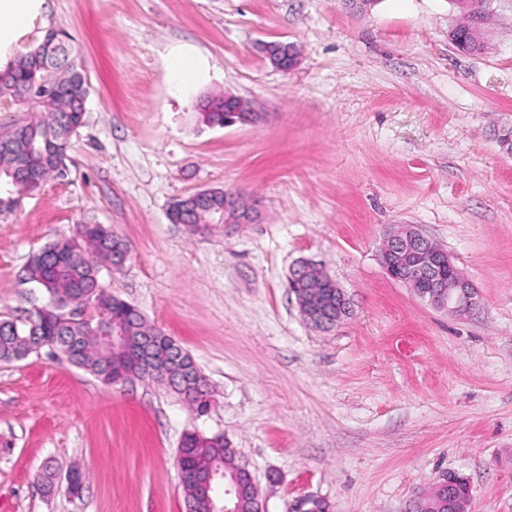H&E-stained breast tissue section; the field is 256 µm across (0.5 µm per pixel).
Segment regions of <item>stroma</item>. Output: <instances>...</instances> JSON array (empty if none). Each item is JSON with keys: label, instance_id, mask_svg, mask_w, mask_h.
Instances as JSON below:
<instances>
[{"label": "stroma", "instance_id": "35a3bbf8", "mask_svg": "<svg viewBox=\"0 0 512 512\" xmlns=\"http://www.w3.org/2000/svg\"><path fill=\"white\" fill-rule=\"evenodd\" d=\"M465 21L453 0H37L0 71L53 25L90 95L68 176L0 217V319L43 303L34 253L79 222L110 226L130 252L103 286L190 353L212 402L200 415L153 382L108 387L46 349L0 361V512H184L190 430L238 449L264 512L307 496L408 512L445 471L468 481L466 512H512V0H490L472 53L451 41ZM260 41L294 43L296 65L274 68ZM180 44L211 66L184 98L163 66ZM220 93L257 120L206 125L199 105ZM207 188L242 191L258 221L169 220ZM406 225L471 280L473 313L386 275L381 245ZM302 260L349 301L330 330L288 287Z\"/></svg>", "mask_w": 512, "mask_h": 512}]
</instances>
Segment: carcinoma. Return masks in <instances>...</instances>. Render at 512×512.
Instances as JSON below:
<instances>
[{"mask_svg": "<svg viewBox=\"0 0 512 512\" xmlns=\"http://www.w3.org/2000/svg\"><path fill=\"white\" fill-rule=\"evenodd\" d=\"M71 35L51 28L44 38L28 50L17 54L0 76V98L18 106H32L36 112L15 124L14 146L0 147V216L15 211L22 195L42 189L48 178L64 176L68 168V148L73 135L84 122L80 112L90 94V84L80 65L68 63ZM222 99L214 98L202 105L201 115L208 125H224V113L207 108L221 107ZM237 216L224 213V190H208V200L200 204L190 219L194 227L210 224H234ZM129 253L128 244L112 228L83 222L75 231L44 245L33 255L28 278L45 293L46 302L31 311L24 320L0 319V361H20L48 347L63 352L69 362L89 371L107 386L123 376L162 382L197 410L200 392H209L204 377L196 374V386L174 388L177 369L162 365L152 370L142 365L134 353H119L103 343L100 322L111 324L128 336H153L159 344L177 352L188 364L191 355L157 326L148 321L133 305L106 291L100 281L101 268L118 267V258ZM302 284L289 282L300 307L313 301L308 285L327 278L316 263L302 265ZM90 307L96 317L69 319L66 308ZM184 463L204 472L220 471L227 480L240 473L237 451L224 435H205L196 431L183 435L180 443ZM186 512H211V503L198 496L192 487L183 486ZM257 493L244 491L238 498L236 512H259Z\"/></svg>", "mask_w": 512, "mask_h": 512, "instance_id": "1", "label": "carcinoma"}]
</instances>
